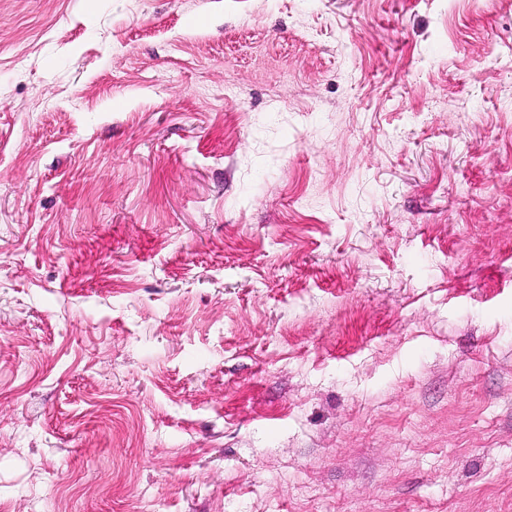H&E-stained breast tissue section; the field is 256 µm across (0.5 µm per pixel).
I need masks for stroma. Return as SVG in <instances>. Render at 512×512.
Here are the masks:
<instances>
[{
  "label": "stroma",
  "instance_id": "35a3bbf8",
  "mask_svg": "<svg viewBox=\"0 0 512 512\" xmlns=\"http://www.w3.org/2000/svg\"><path fill=\"white\" fill-rule=\"evenodd\" d=\"M0 512H512V0H0Z\"/></svg>",
  "mask_w": 512,
  "mask_h": 512
}]
</instances>
